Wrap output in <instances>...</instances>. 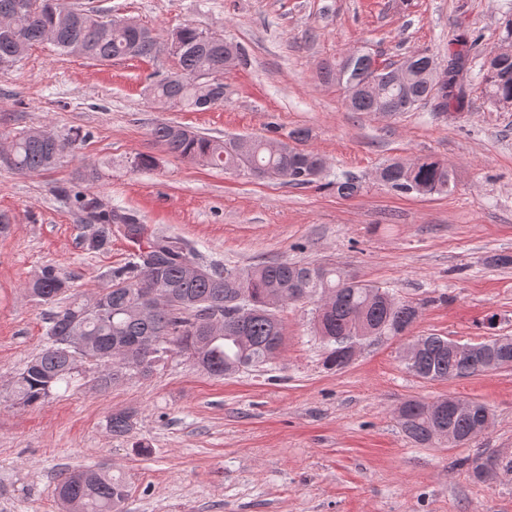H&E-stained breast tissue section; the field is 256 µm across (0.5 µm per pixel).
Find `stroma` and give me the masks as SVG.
<instances>
[{
  "instance_id": "obj_1",
  "label": "stroma",
  "mask_w": 512,
  "mask_h": 512,
  "mask_svg": "<svg viewBox=\"0 0 512 512\" xmlns=\"http://www.w3.org/2000/svg\"><path fill=\"white\" fill-rule=\"evenodd\" d=\"M88 11L130 18L158 40L183 25L243 45L248 61L224 75V100L203 112L154 101L146 85L173 70L166 50L152 59L100 63L48 45L28 49L0 74V143L47 127L73 144L51 169L14 173L0 163V512H64L56 475L86 466L122 481V512H512V474L473 481L456 460L512 449V368L427 381L401 354L436 333L475 344L512 336V106L493 103L478 76L501 47L512 0H79ZM468 57L465 109L434 103L394 117L354 112L325 80L346 53L402 62L424 52L439 66ZM175 121L209 137L279 138L310 129L306 149L325 169L294 187L167 154L150 128ZM156 165L136 170V156ZM448 161L447 193L387 190L377 170L393 159ZM91 193L135 213L155 231L191 242L210 261L333 263L359 279L419 303L410 334L364 342L352 362L325 365L313 331L315 305L288 304L284 344L260 368L221 378L175 356L152 375L101 388L88 364L75 385L48 403L23 407L10 388L37 354L47 304L25 290L43 266L90 297L134 244L121 234L98 252L81 212L58 196L84 164ZM356 176L362 192L343 198L327 183ZM484 402L490 428L466 445L423 447L403 434L396 411L409 399ZM132 410L126 437L105 430L110 413Z\"/></svg>"
}]
</instances>
